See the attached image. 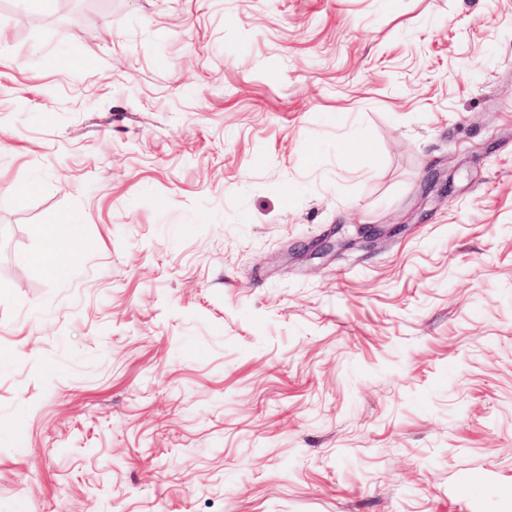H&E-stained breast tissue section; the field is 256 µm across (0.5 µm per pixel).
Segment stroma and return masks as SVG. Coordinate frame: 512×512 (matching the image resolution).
I'll return each instance as SVG.
<instances>
[{
  "label": "stroma",
  "mask_w": 512,
  "mask_h": 512,
  "mask_svg": "<svg viewBox=\"0 0 512 512\" xmlns=\"http://www.w3.org/2000/svg\"><path fill=\"white\" fill-rule=\"evenodd\" d=\"M0 31V512H512V0ZM43 235L47 240L51 257L59 260L63 253L65 240L74 235V227L66 224L50 225L43 230Z\"/></svg>",
  "instance_id": "1"
}]
</instances>
